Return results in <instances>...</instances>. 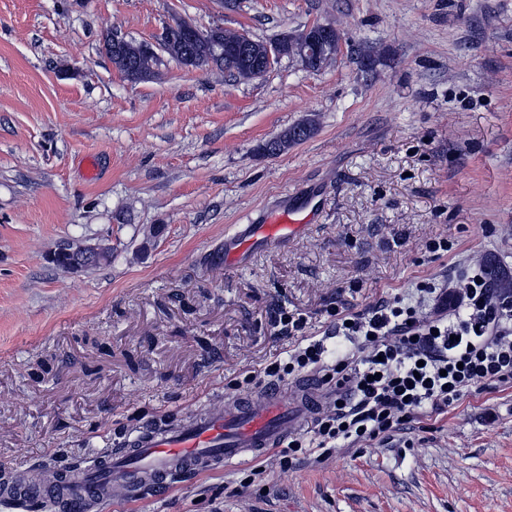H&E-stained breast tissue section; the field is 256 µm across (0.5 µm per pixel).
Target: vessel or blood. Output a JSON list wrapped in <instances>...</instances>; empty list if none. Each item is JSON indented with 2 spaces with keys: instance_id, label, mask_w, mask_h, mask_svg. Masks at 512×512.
Listing matches in <instances>:
<instances>
[{
  "instance_id": "b4317fda",
  "label": "vessel or blood",
  "mask_w": 512,
  "mask_h": 512,
  "mask_svg": "<svg viewBox=\"0 0 512 512\" xmlns=\"http://www.w3.org/2000/svg\"><path fill=\"white\" fill-rule=\"evenodd\" d=\"M318 219L313 200L296 199L265 215L261 223L225 236L224 262L243 264L267 244L298 236ZM316 386L310 377L289 386H268L222 412L146 428L129 448L105 454L102 465L72 468L68 487L55 505L61 512H86L91 494L105 488L113 498L126 497L129 481L145 473L162 486L214 463L228 466L258 459L310 426L319 405L312 394Z\"/></svg>"
}]
</instances>
